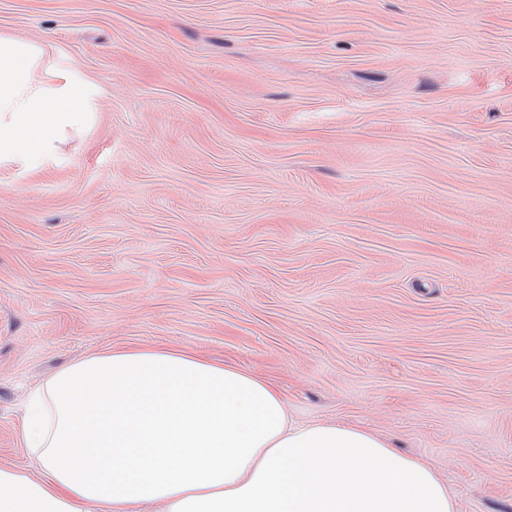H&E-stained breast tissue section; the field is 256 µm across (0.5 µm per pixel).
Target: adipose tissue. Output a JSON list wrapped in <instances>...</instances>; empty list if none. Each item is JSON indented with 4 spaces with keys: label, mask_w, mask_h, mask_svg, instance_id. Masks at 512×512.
Listing matches in <instances>:
<instances>
[{
    "label": "adipose tissue",
    "mask_w": 512,
    "mask_h": 512,
    "mask_svg": "<svg viewBox=\"0 0 512 512\" xmlns=\"http://www.w3.org/2000/svg\"><path fill=\"white\" fill-rule=\"evenodd\" d=\"M93 107L43 44L7 40L0 169L55 164ZM20 438L42 475L1 466L0 512H455L427 460L359 427L289 423L263 379L171 349L67 367L36 391Z\"/></svg>",
    "instance_id": "ef3b65f1"
}]
</instances>
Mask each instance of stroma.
I'll return each mask as SVG.
<instances>
[{
    "label": "stroma",
    "mask_w": 512,
    "mask_h": 512,
    "mask_svg": "<svg viewBox=\"0 0 512 512\" xmlns=\"http://www.w3.org/2000/svg\"><path fill=\"white\" fill-rule=\"evenodd\" d=\"M99 90L0 173V465L30 393L169 348L512 512V0H0Z\"/></svg>",
    "instance_id": "stroma-1"
}]
</instances>
